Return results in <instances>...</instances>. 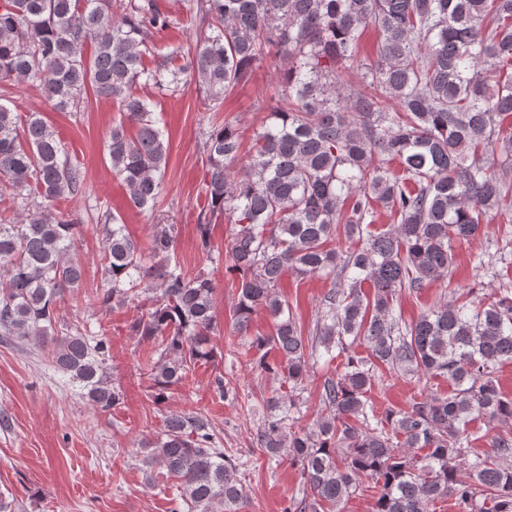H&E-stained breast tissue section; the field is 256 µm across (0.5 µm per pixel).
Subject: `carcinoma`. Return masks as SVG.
Segmentation results:
<instances>
[{"label": "carcinoma", "instance_id": "1", "mask_svg": "<svg viewBox=\"0 0 512 512\" xmlns=\"http://www.w3.org/2000/svg\"><path fill=\"white\" fill-rule=\"evenodd\" d=\"M193 10L200 35L187 65L148 69L145 33L166 25L153 0H4L0 82L36 83L62 111L78 107L89 87L118 102L122 118L106 151L130 205L145 212L158 203L168 138L154 104L134 87L175 92L191 80L217 107L256 66L283 62L288 108L269 113L240 170L232 168L237 131L224 124L207 133L198 227L205 240L214 216H232L226 270L239 280V344L256 351L260 372L288 385V394L266 401L256 428L269 457L285 456L300 470L301 496L287 512L337 507L364 477L376 489L372 512H430L448 498L457 512H512V433L467 456L472 420L512 424V398L494 379L512 362V288L486 307L455 299L411 322L395 308L402 290L448 278L452 241L473 240L492 212L512 211V191L495 171L512 168V0H195ZM370 26L382 36L378 60L361 73L364 90L348 92L347 63ZM127 121L138 125L136 135L126 133ZM83 182L39 114L23 117L0 101V194L23 202L19 217L0 218V340L51 347L57 368L110 414L124 396L108 376L106 338L58 317L66 292L83 280L73 256L81 230L56 219L51 206L76 198ZM374 202L396 218L386 231L371 230ZM99 231L96 304L124 307L153 293L133 331L155 345L148 372L161 402L214 357L213 288L183 272L167 229L156 232L148 257L114 214L105 213ZM339 231L346 249L325 248ZM288 272L332 280L307 334L278 293ZM260 310L274 333L245 335ZM360 345L367 355L356 352ZM320 348L341 359L342 370L324 379L323 413L301 428L294 412L308 358ZM379 363L443 378L452 391L379 415L368 398ZM136 454L148 486L156 465L178 481L175 512H242L239 464L205 418L165 416L159 438L140 442Z\"/></svg>", "mask_w": 512, "mask_h": 512}]
</instances>
